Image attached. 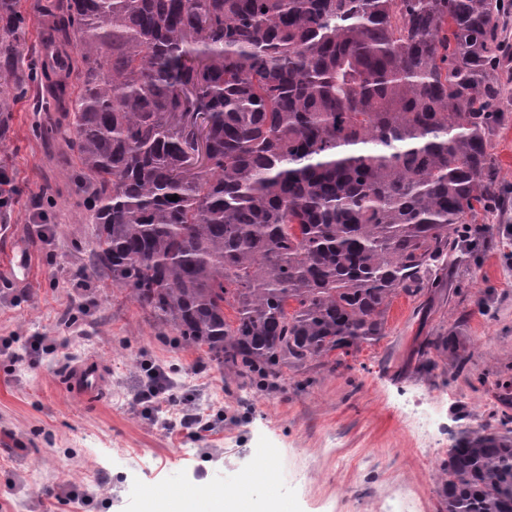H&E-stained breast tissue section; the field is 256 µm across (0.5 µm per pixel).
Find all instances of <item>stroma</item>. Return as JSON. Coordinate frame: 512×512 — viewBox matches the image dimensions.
I'll list each match as a JSON object with an SVG mask.
<instances>
[{
  "mask_svg": "<svg viewBox=\"0 0 512 512\" xmlns=\"http://www.w3.org/2000/svg\"><path fill=\"white\" fill-rule=\"evenodd\" d=\"M58 118L31 98L0 114V344L23 353L43 337L53 351L15 362L0 354V512H144L189 488L232 490L248 474L252 512H383L412 492L417 512H439L433 477L464 433L512 417V106L490 137L507 206L483 217V237L460 243L439 287L394 296L385 334L342 356L291 365L285 387L256 390L203 350L159 335L151 313L87 264L91 226L72 181ZM31 277L4 266L17 246ZM448 337L456 367L427 339ZM94 358L95 395L71 392L65 372ZM174 399L137 402L154 371ZM208 423H184L186 411ZM76 497L53 496L61 486Z\"/></svg>",
  "mask_w": 512,
  "mask_h": 512,
  "instance_id": "35a3bbf8",
  "label": "stroma"
}]
</instances>
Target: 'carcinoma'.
I'll return each instance as SVG.
<instances>
[{"instance_id": "cac0c4a2", "label": "carcinoma", "mask_w": 512, "mask_h": 512, "mask_svg": "<svg viewBox=\"0 0 512 512\" xmlns=\"http://www.w3.org/2000/svg\"><path fill=\"white\" fill-rule=\"evenodd\" d=\"M0 0V112L53 87L91 262L183 348L259 390L348 355L439 281L498 198L505 0ZM207 115L208 164L188 114ZM176 195L178 200L169 197ZM235 311L226 319L224 309ZM430 345L459 365L448 339ZM440 512H512V429L439 466ZM40 1L44 0H21V8L27 19V26L25 36L26 43L20 46V72H28V66L30 64V50L31 48H37L42 42L39 26L41 23L45 26V20L40 10Z\"/></svg>"}]
</instances>
